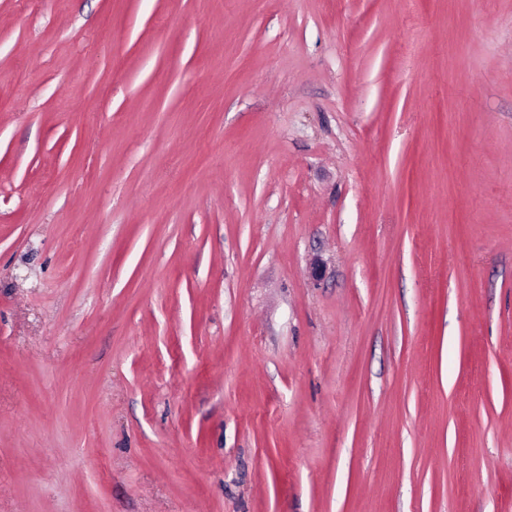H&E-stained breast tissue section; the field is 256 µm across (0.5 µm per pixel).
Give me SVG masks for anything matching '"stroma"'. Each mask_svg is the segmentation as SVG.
Masks as SVG:
<instances>
[{"label": "stroma", "mask_w": 512, "mask_h": 512, "mask_svg": "<svg viewBox=\"0 0 512 512\" xmlns=\"http://www.w3.org/2000/svg\"><path fill=\"white\" fill-rule=\"evenodd\" d=\"M0 512H512V0H0Z\"/></svg>", "instance_id": "35a3bbf8"}]
</instances>
